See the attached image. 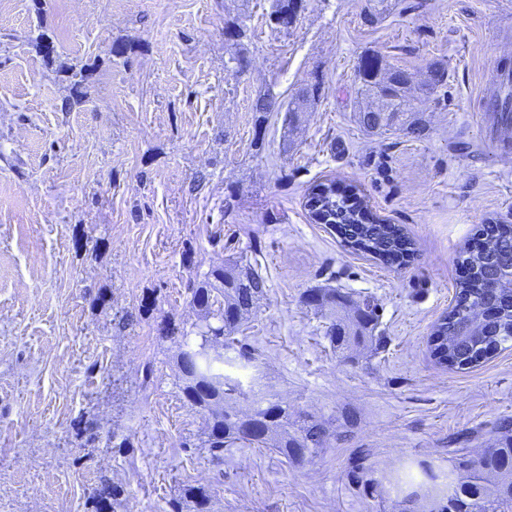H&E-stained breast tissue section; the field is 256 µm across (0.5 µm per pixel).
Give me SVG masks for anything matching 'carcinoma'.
I'll use <instances>...</instances> for the list:
<instances>
[{
    "mask_svg": "<svg viewBox=\"0 0 512 512\" xmlns=\"http://www.w3.org/2000/svg\"><path fill=\"white\" fill-rule=\"evenodd\" d=\"M307 6V0H272L269 17L294 18ZM408 72L395 68L377 55L362 58L357 66L356 94L369 100L358 112L360 126L369 133H379L398 125L414 138L424 135L425 128L416 118L420 108L411 88L404 85ZM448 68L442 62L428 67V78L419 86L420 95L428 97L445 84ZM321 83H308L298 89L288 103V125L299 113L319 99ZM498 122L512 123V94L495 99ZM306 207L313 222L326 224L336 231L341 242L356 253L370 256L386 265H406L414 258L412 240L403 229L385 224L369 207L360 189L334 181L319 182L309 188ZM481 246L466 248L459 256L468 276L457 285L456 303L434 326L432 335L442 341L431 346L440 364L450 357L455 369L473 368L512 343V301L501 288L490 284L500 270L512 266V225L485 224L480 229ZM191 301L200 314V322L191 330L169 322L162 327L164 337L182 342L177 367L184 398L203 414L204 436L198 442L185 440L183 448H205L211 460L224 463V449L237 446L272 448L285 457L302 459L323 448L326 443L324 424L301 419V416L276 401L256 399L246 411L238 408L249 400L240 383L224 374V358L209 351L215 342L233 348L246 367L256 362L249 343L236 338L241 320L239 313L260 306L267 295V281L254 266L236 265L226 269L213 267L187 285ZM308 305L328 309L334 321L327 330L333 344L359 345L370 339L382 345L384 337L370 336L377 320L375 307L369 303L354 305L350 296L326 288L307 291ZM473 308L489 312L486 334L461 341L454 329L464 324L466 313ZM501 436L495 446L474 458L454 448V469L437 477L429 466H420L421 480L410 472L396 473L389 482L401 492L418 487L422 494L407 502L404 512H448V500L465 503L467 512H512V423L500 425ZM467 470L460 486L448 477ZM370 467L363 457L349 462L353 483L371 495L382 496V484L369 477ZM121 487L104 479L93 496L94 512H101L100 502H117ZM211 496L203 487H188L183 500L171 503L172 512H209Z\"/></svg>",
    "mask_w": 512,
    "mask_h": 512,
    "instance_id": "cac0c4a2",
    "label": "carcinoma"
}]
</instances>
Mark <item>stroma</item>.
I'll list each match as a JSON object with an SVG mask.
<instances>
[{
	"mask_svg": "<svg viewBox=\"0 0 512 512\" xmlns=\"http://www.w3.org/2000/svg\"><path fill=\"white\" fill-rule=\"evenodd\" d=\"M366 6L308 0L279 31L268 0H0V512H92L104 476L124 489L114 512H170L190 486L211 512H399L395 494L352 483L353 454L379 480L448 469L459 437L474 457L494 446L512 420V348L450 370L429 339L462 249L481 224H512V151L487 109L497 67L512 69V0H396L373 23ZM231 19L245 26L240 74L224 67ZM368 53L417 76L446 63L422 138L358 125ZM314 81L320 98L287 131L291 92ZM265 92L279 108L258 130ZM328 179L401 226L414 260L383 265L312 223L307 191ZM251 240L268 295L238 336L259 361L229 350L224 372L329 438L300 461L228 448L219 467L183 445L206 423L161 326L196 323L188 279ZM316 286L377 305L385 348L332 345L328 312L302 302Z\"/></svg>",
	"mask_w": 512,
	"mask_h": 512,
	"instance_id": "35a3bbf8",
	"label": "stroma"
}]
</instances>
